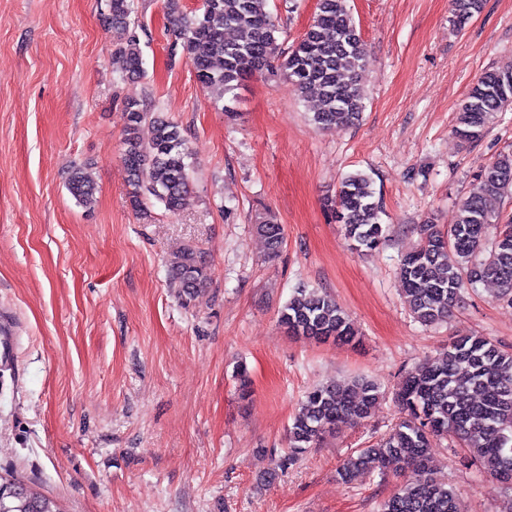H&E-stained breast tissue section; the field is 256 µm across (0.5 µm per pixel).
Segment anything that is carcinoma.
<instances>
[{
  "label": "carcinoma",
  "mask_w": 512,
  "mask_h": 512,
  "mask_svg": "<svg viewBox=\"0 0 512 512\" xmlns=\"http://www.w3.org/2000/svg\"><path fill=\"white\" fill-rule=\"evenodd\" d=\"M133 2L106 0V7L118 33L113 57L126 75L139 77L144 69L139 35L130 21ZM267 2L203 0L200 13L189 16L179 0H164L174 26L172 52L190 61L202 87L222 97L237 98L236 90L257 74H280L300 94L318 91L321 106L311 117L315 126L333 130L358 120L365 101L360 73L366 49L348 0H317L312 23L286 48ZM482 7L483 0H456L453 26L463 29ZM511 105L512 65L483 73L459 105L455 134L463 140L478 137L494 113ZM121 120L132 205L138 208L153 198L166 210L178 211L192 168V152L180 126L135 99L126 101ZM67 187L80 205L94 204L97 184L89 172L74 170ZM509 194L512 153L499 155L481 171L448 230L423 226L418 246L400 263L404 299L419 323L433 326L447 320L467 281L491 280L499 287V297L512 302V219L499 223L500 216L487 206L489 199ZM325 206L356 249L371 252L379 246L384 238L382 210L369 177H345ZM256 231L269 253L277 255L283 229L276 218L270 213L259 217ZM167 275L182 300L190 303L209 280L203 252L183 248L170 261ZM278 321L298 338L351 342L356 337L336 298L317 289H296ZM380 397L379 386L364 377L307 392L288 429V453L278 457L276 469L293 465L339 423L365 421ZM395 401L403 414L399 423L337 470L345 482L362 469L415 471L416 480L391 493L381 512H462L454 491L439 483L429 466L431 449L448 440L464 451L467 463L512 486V352L485 336L457 337L438 358L406 372ZM0 512L61 510L23 480L0 475Z\"/></svg>",
  "instance_id": "1"
}]
</instances>
